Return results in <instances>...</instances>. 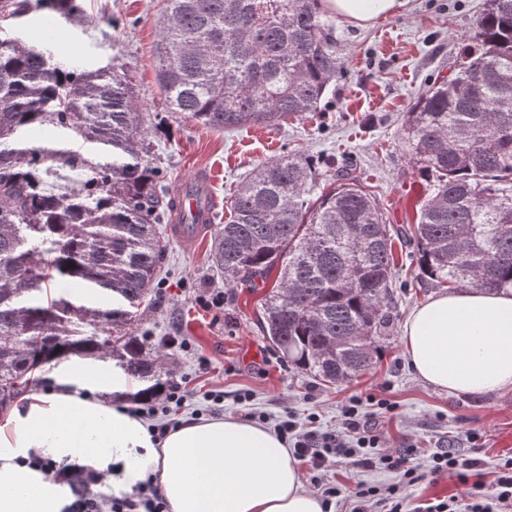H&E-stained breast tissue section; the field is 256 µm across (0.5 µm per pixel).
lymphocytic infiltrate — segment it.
<instances>
[{"label":"lymphocytic infiltrate","instance_id":"1","mask_svg":"<svg viewBox=\"0 0 512 512\" xmlns=\"http://www.w3.org/2000/svg\"><path fill=\"white\" fill-rule=\"evenodd\" d=\"M191 397L184 381L171 379L160 390L136 400L127 412L137 419L149 420L148 431L153 440L159 441L179 426L178 416ZM393 410V405L381 398L376 400L374 411H367L362 399L354 396L342 405L340 427L336 430L301 425L290 411L278 421L277 435L305 467L325 512L343 498L350 499L351 512H512V459L504 462L490 486L481 477L480 459L463 457L450 445L438 447L429 470H422L415 445L396 451L378 449V415ZM340 457L367 470L396 474L398 481L386 488L361 481L351 489L330 481L328 472ZM39 466L55 479L70 484L74 500L69 512H168V503L154 475H147L132 494L112 497L100 492L103 477L95 470L72 473L44 460ZM448 475L466 486L465 496L433 498L412 506L409 488Z\"/></svg>","mask_w":512,"mask_h":512}]
</instances>
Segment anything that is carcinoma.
<instances>
[{
	"instance_id": "carcinoma-1",
	"label": "carcinoma",
	"mask_w": 512,
	"mask_h": 512,
	"mask_svg": "<svg viewBox=\"0 0 512 512\" xmlns=\"http://www.w3.org/2000/svg\"><path fill=\"white\" fill-rule=\"evenodd\" d=\"M319 0H166L157 79L171 112L216 129L276 126L323 110L343 64ZM67 18L79 0H40ZM129 75L66 70L0 38V411L60 356L102 354L160 384L159 359L132 326L154 288L169 218L153 127ZM51 132L46 146L25 136ZM75 135L97 159L69 148ZM403 136L428 186L410 240L434 287L512 290V0H485L454 75L419 93ZM62 162L85 172L54 193ZM336 168L332 182L319 169ZM211 245L216 272L257 287L263 333L320 381L368 371L389 324L394 238L376 197L336 167L289 153L239 185ZM58 278L80 293L50 296Z\"/></svg>"
}]
</instances>
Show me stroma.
I'll list each match as a JSON object with an SVG mask.
<instances>
[{
	"instance_id": "obj_1",
	"label": "stroma",
	"mask_w": 512,
	"mask_h": 512,
	"mask_svg": "<svg viewBox=\"0 0 512 512\" xmlns=\"http://www.w3.org/2000/svg\"><path fill=\"white\" fill-rule=\"evenodd\" d=\"M84 15L63 19L69 49L57 60L84 67L117 64L132 78L150 114L167 108L155 78V50L164 0H81ZM485 0H407L399 13L359 28L335 18L344 72L323 111L292 117L278 127L217 131L181 116L168 117L154 137L150 157L166 184L198 169L215 177L214 194L225 202L236 185L259 164L296 151L311 157L329 154L351 158L354 174L384 208L388 223L402 228L415 220V203L427 186L410 161L401 131L402 118L417 94L436 79L451 75L468 44ZM210 239L185 253L167 241L161 278L151 305L134 324L136 335L155 338L162 377L187 378L196 396L183 418L206 416V393H224V412L243 418L246 411L276 420L285 411L314 412L324 429L339 426L342 401L353 395L380 393L396 407L380 417L389 447L417 441L423 456L443 441L482 461L485 480H493L500 463L512 458V394L451 396L420 381L404 353L402 331L411 310L436 295L420 276L413 245L396 247L397 287L390 304L391 321L380 341L373 367L358 379L324 384L282 360L264 336L262 292L245 283H226L211 266ZM223 294V307H204V297ZM186 340V348L166 346L168 337ZM209 371H196L199 361ZM251 395L238 403L240 393ZM479 433L472 449L466 433Z\"/></svg>"
}]
</instances>
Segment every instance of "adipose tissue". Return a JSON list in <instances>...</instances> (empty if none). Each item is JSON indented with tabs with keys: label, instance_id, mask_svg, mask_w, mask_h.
Instances as JSON below:
<instances>
[{
	"label": "adipose tissue",
	"instance_id": "adipose-tissue-1",
	"mask_svg": "<svg viewBox=\"0 0 512 512\" xmlns=\"http://www.w3.org/2000/svg\"><path fill=\"white\" fill-rule=\"evenodd\" d=\"M406 0H322L326 11L365 27ZM402 341L415 376L453 396L512 392V293H441L409 314ZM0 420V512H62L66 486L38 456L90 468L120 494L156 475L170 512H322L297 461L268 428L232 416L201 417L153 443L146 427L107 402L129 378L103 361L70 355Z\"/></svg>",
	"mask_w": 512,
	"mask_h": 512
}]
</instances>
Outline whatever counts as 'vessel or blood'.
<instances>
[{"instance_id": "1", "label": "vessel or blood", "mask_w": 512, "mask_h": 512, "mask_svg": "<svg viewBox=\"0 0 512 512\" xmlns=\"http://www.w3.org/2000/svg\"><path fill=\"white\" fill-rule=\"evenodd\" d=\"M211 184L210 172L200 169L171 187L174 209L168 232L183 250L193 251L198 239L212 230L215 197Z\"/></svg>"}]
</instances>
